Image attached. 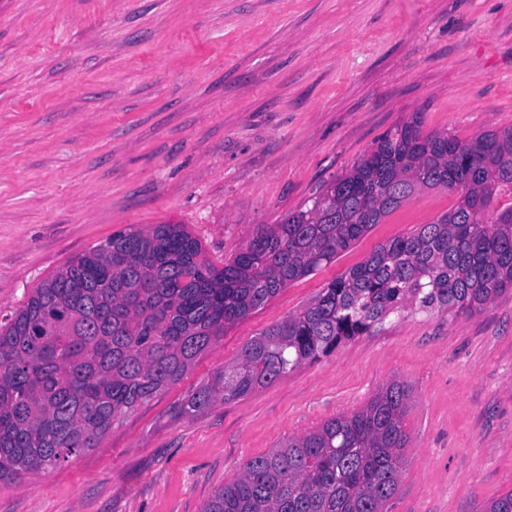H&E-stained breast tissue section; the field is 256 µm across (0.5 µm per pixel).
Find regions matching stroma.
<instances>
[{
  "label": "stroma",
  "mask_w": 512,
  "mask_h": 512,
  "mask_svg": "<svg viewBox=\"0 0 512 512\" xmlns=\"http://www.w3.org/2000/svg\"><path fill=\"white\" fill-rule=\"evenodd\" d=\"M421 113L512 127V0H0V317L113 234L179 224L223 266ZM457 201L429 190L226 328L96 448L0 481V512H203L249 459L411 389L389 512H481L512 489V291L393 314L254 393L177 408L378 245Z\"/></svg>",
  "instance_id": "1"
}]
</instances>
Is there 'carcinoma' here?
<instances>
[{"label":"carcinoma","instance_id":"1","mask_svg":"<svg viewBox=\"0 0 512 512\" xmlns=\"http://www.w3.org/2000/svg\"><path fill=\"white\" fill-rule=\"evenodd\" d=\"M427 189L456 204L376 248L298 312L247 342L183 407L245 397L389 315L473 314L512 290V127L462 141L399 124L319 187L306 208L261 224L219 268L179 224L119 232L42 281L0 319V480L89 448L175 384L224 329L332 262ZM409 386L394 380L358 412L249 459L204 512H387L409 435ZM482 512H512V490Z\"/></svg>","mask_w":512,"mask_h":512}]
</instances>
